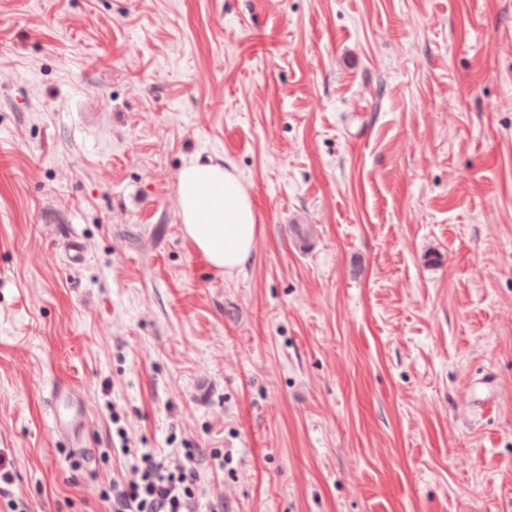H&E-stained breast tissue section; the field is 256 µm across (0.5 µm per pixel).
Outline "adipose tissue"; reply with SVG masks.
<instances>
[{
	"label": "adipose tissue",
	"mask_w": 512,
	"mask_h": 512,
	"mask_svg": "<svg viewBox=\"0 0 512 512\" xmlns=\"http://www.w3.org/2000/svg\"><path fill=\"white\" fill-rule=\"evenodd\" d=\"M177 215L195 252L214 271L240 272L255 253L257 214L232 161L184 166L177 178Z\"/></svg>",
	"instance_id": "adipose-tissue-1"
}]
</instances>
